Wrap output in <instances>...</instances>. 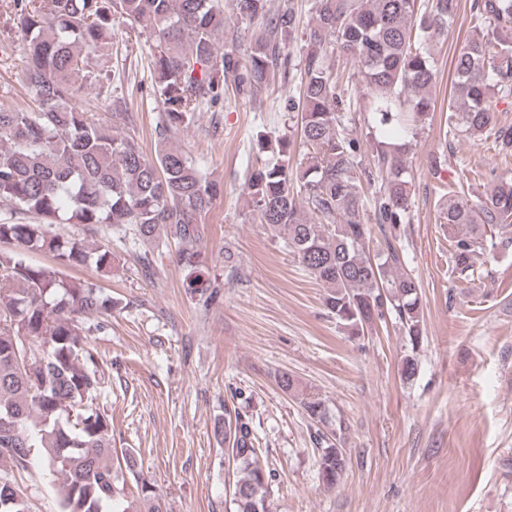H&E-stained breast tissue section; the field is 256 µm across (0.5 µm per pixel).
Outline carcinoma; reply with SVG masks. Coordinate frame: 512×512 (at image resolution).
<instances>
[{"label":"carcinoma","instance_id":"obj_1","mask_svg":"<svg viewBox=\"0 0 512 512\" xmlns=\"http://www.w3.org/2000/svg\"><path fill=\"white\" fill-rule=\"evenodd\" d=\"M9 20L28 49L25 82L37 102L31 112L0 108V512H30L24 478L39 454L58 481V512H117L125 500L124 474L133 477L149 512H163L153 485L141 476L134 450L112 448V421L97 404L105 384L89 337L110 326L119 301L93 280L71 281L64 270L93 264L112 271V251L50 233L54 224H108L112 233L153 246H177L176 261L191 284L209 288L199 248L201 217L221 194L176 145L180 129L231 91L254 103L277 77L294 70L285 45L295 39V0H8ZM457 0H315L306 28L297 94L303 158L291 162V141L261 144L276 155L250 172L249 207L271 236L327 289L336 323L353 335L393 315L412 349L422 341L420 284L403 271L395 231L411 204L407 145L369 130L382 183L362 167L361 146L346 132L338 75L327 64L338 51L357 61L380 127L417 122L435 109L430 90L437 69L429 45L447 35ZM474 34L454 59L447 134L493 137L498 154L512 156V126L495 119L512 94V0H472ZM153 40L151 93L162 106L157 151L148 155L130 134L127 104L112 100L105 118L78 108L86 85L105 87L121 75L112 57V21ZM256 24L246 53L220 48L216 36L233 22ZM373 210L382 242L370 251L371 228L360 213ZM451 240V270L468 276L486 251L488 235L512 226V178L471 198L461 182L448 184L439 208ZM467 233L459 234V229ZM52 254L38 266L32 252ZM96 319H91V316ZM316 432L322 482L332 487L347 465V425L330 426L324 400L300 398ZM236 471L235 512H268L271 473L259 464L252 427L238 410L214 424Z\"/></svg>","mask_w":512,"mask_h":512}]
</instances>
